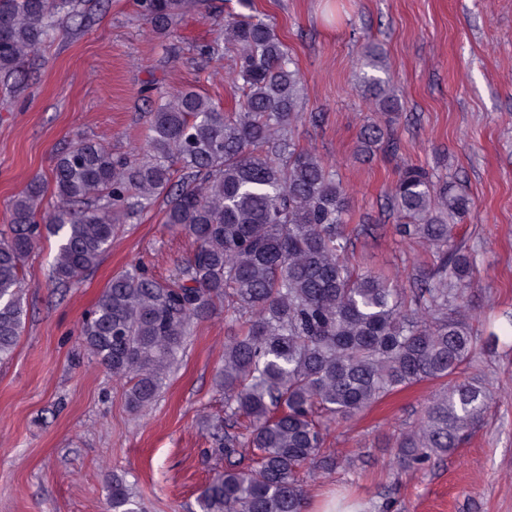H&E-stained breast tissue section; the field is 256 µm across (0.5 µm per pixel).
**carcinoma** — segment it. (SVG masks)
Returning <instances> with one entry per match:
<instances>
[{
  "label": "carcinoma",
  "instance_id": "1",
  "mask_svg": "<svg viewBox=\"0 0 512 512\" xmlns=\"http://www.w3.org/2000/svg\"><path fill=\"white\" fill-rule=\"evenodd\" d=\"M201 2L135 6L164 40ZM77 12V0H0V86L20 76L61 16ZM202 53L211 61L234 54L242 97L233 111L182 89L150 113L138 159L81 140L54 162L49 215H41L39 179L8 202L0 361L22 331L24 268L37 244L57 237L52 278L71 284L98 264L121 220L163 196L164 223L195 250L172 280L143 265L113 275L79 336L112 375L129 379L126 404L140 412L156 400L191 325L221 309L241 322L215 378L229 424L213 425L211 452L225 466L200 492V512H307L302 471L336 466L324 448L328 424L420 383L437 389L397 440L392 464L417 472L451 455L484 420L486 388L469 370L498 342L493 331L480 342L467 315L476 261L456 226L470 197L423 168H404L390 195L395 231L430 247L437 264L406 288L356 272L347 193L333 165L296 147L302 77L273 26L253 12L228 15ZM363 93L385 117L360 131L356 154L369 157L389 141L401 104L380 77H364ZM241 416L250 420L246 434L231 424ZM243 447L253 449L247 468L236 459ZM106 495L110 512H142L122 475L106 481Z\"/></svg>",
  "mask_w": 512,
  "mask_h": 512
}]
</instances>
